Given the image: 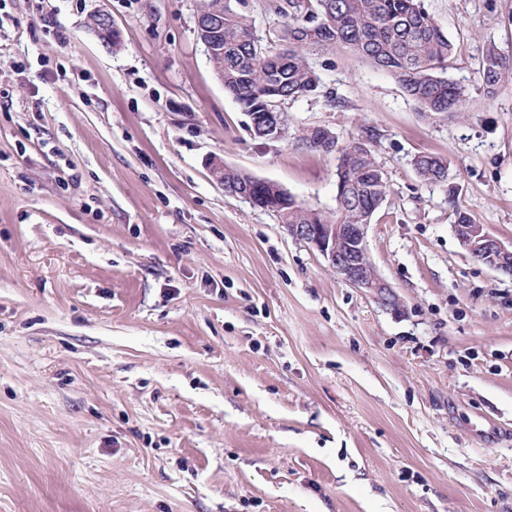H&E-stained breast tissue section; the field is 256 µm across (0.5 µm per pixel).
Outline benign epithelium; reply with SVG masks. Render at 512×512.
<instances>
[{"mask_svg":"<svg viewBox=\"0 0 512 512\" xmlns=\"http://www.w3.org/2000/svg\"><path fill=\"white\" fill-rule=\"evenodd\" d=\"M251 134L264 140L282 138L283 113L252 112L248 114ZM306 143L323 151L336 148L333 134L324 127H316ZM255 208L281 213L292 196L277 184L253 176L232 192ZM362 224H319L314 218L307 224H287L288 235L316 250L328 266L345 283L373 296L386 309L398 310L400 303L391 286L381 278L371 263L366 244V229ZM453 231L463 248L477 261L494 271L512 277V245L506 246L491 236L481 224L471 223L460 214Z\"/></svg>","mask_w":512,"mask_h":512,"instance_id":"obj_1","label":"benign epithelium"}]
</instances>
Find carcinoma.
<instances>
[{
  "label": "carcinoma",
  "mask_w": 512,
  "mask_h": 512,
  "mask_svg": "<svg viewBox=\"0 0 512 512\" xmlns=\"http://www.w3.org/2000/svg\"><path fill=\"white\" fill-rule=\"evenodd\" d=\"M202 8L222 17L209 61L224 91L245 112H273L279 100L315 92L320 78L302 53L305 46L342 45L394 76L419 111L450 120L462 111L466 89L438 75L452 44L419 0H282L285 19L277 52L262 48L232 0H205ZM485 91L507 75L512 60L491 47L483 55ZM336 176L342 179V205L336 218L361 224L385 200L387 182L371 150L356 142L342 150ZM413 167L423 181L442 183L448 169L439 156L421 153ZM308 209L297 204L280 215L283 224H303Z\"/></svg>",
  "instance_id": "carcinoma-1"
}]
</instances>
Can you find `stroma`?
<instances>
[{"label": "stroma", "mask_w": 512, "mask_h": 512, "mask_svg": "<svg viewBox=\"0 0 512 512\" xmlns=\"http://www.w3.org/2000/svg\"><path fill=\"white\" fill-rule=\"evenodd\" d=\"M276 2L237 5L273 50ZM422 3L463 112L429 119L322 47L265 141L197 38L202 0H0V512H512V278L453 231L463 213L512 243V79L489 96L480 73L488 46L512 57V0ZM316 126L336 151L298 146ZM361 140L397 312L207 167L332 216ZM413 167L418 177L427 183H443L448 169L443 158L428 153L416 155Z\"/></svg>", "instance_id": "obj_1"}]
</instances>
